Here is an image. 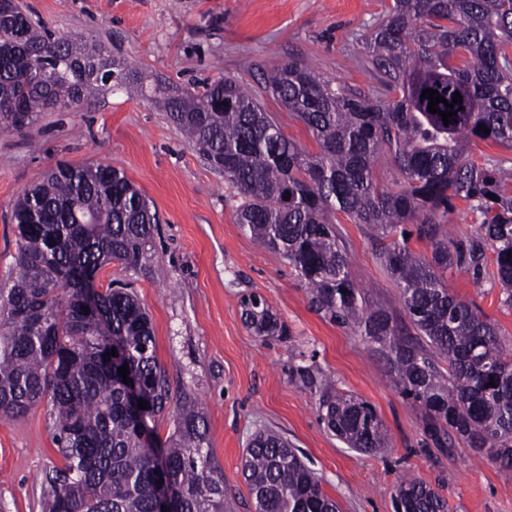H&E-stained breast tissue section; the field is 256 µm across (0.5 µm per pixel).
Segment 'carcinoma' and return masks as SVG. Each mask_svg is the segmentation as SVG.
Segmentation results:
<instances>
[{"mask_svg":"<svg viewBox=\"0 0 512 512\" xmlns=\"http://www.w3.org/2000/svg\"><path fill=\"white\" fill-rule=\"evenodd\" d=\"M5 2L11 12L0 19V123L19 130L40 112L80 104L97 74L116 62L102 46L58 36L15 0ZM363 47L380 82L376 97L337 87L294 60L267 77L273 98L312 133L314 152L288 139L234 79L202 93L151 89L126 67L118 86L149 96L224 172L242 199L236 223L288 260L318 310L374 345L401 396L422 408L424 434L438 451L450 455L463 445L511 470L512 355L497 325L451 294L442 277L453 267L480 270L490 250L512 300V167L469 159L473 142L512 145V0H393ZM40 60L46 68L36 66ZM425 89L449 102L460 93L449 125L428 111ZM383 154L401 175L396 190L373 177ZM459 199L479 224L455 240L448 214ZM338 213L367 225L379 242L378 258L416 336L389 309L366 303L339 244ZM12 218L16 276L0 288V417L49 407L63 466L45 475L42 512H155L161 479L172 512H227L224 471L204 447L203 413L187 396L169 406L145 307L124 288L89 287L103 267L135 270L145 259L157 223L146 199L115 167L63 164L16 198ZM408 224L428 240L430 255L410 248ZM90 297L99 307L93 320L81 314ZM241 306L256 335H286L262 296L251 294ZM109 338L152 403L149 422L168 410L175 415L166 439L153 427L148 438L139 430L124 381L103 358ZM319 412L350 448L388 444L382 420L364 401L329 387ZM242 476L254 512H338L298 449L277 432L252 438ZM394 504L399 512H448V501L416 479L399 483Z\"/></svg>","mask_w":512,"mask_h":512,"instance_id":"carcinoma-1","label":"carcinoma"}]
</instances>
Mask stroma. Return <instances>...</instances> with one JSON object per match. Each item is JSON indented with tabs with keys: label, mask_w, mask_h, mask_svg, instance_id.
Wrapping results in <instances>:
<instances>
[{
	"label": "stroma",
	"mask_w": 512,
	"mask_h": 512,
	"mask_svg": "<svg viewBox=\"0 0 512 512\" xmlns=\"http://www.w3.org/2000/svg\"><path fill=\"white\" fill-rule=\"evenodd\" d=\"M52 31L108 47L149 85L204 91L231 77L246 84L283 133L316 144L265 86V75L293 58L334 85L375 96L379 83L362 42L392 0H18ZM103 163L124 171L159 224L138 270L114 263L99 286L131 289L147 309L156 358L170 395L202 408L207 446L224 471L231 512H253L242 456L259 431L302 451L341 512H394L403 477L439 490L448 512H512V472L466 447L447 456L428 444L419 408L405 400L384 361L353 330L318 312L306 282L280 254L258 247L235 222L241 203L224 174L184 138L167 113L122 89L96 91L69 112H42L21 130L0 131V286L12 275L14 199L57 164ZM351 273L370 305L400 310L395 281L377 260L365 225L338 215ZM481 271L449 269L444 285L471 301L512 347V302ZM257 293L289 331L262 339L242 318L243 296ZM368 401L390 434L373 453L347 448L320 418L325 382ZM53 420L39 405L0 418V512H41L46 473L62 466Z\"/></svg>",
	"instance_id": "1"
}]
</instances>
